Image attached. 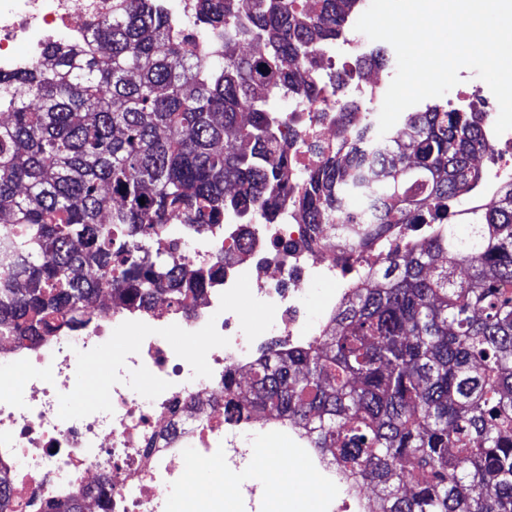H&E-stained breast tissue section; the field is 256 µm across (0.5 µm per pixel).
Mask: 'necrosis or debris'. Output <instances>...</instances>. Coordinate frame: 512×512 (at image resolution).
Returning <instances> with one entry per match:
<instances>
[{"label": "necrosis or debris", "instance_id": "obj_1", "mask_svg": "<svg viewBox=\"0 0 512 512\" xmlns=\"http://www.w3.org/2000/svg\"><path fill=\"white\" fill-rule=\"evenodd\" d=\"M113 0H0V74L28 70L53 41L78 42L84 26L112 13ZM295 133L289 173L300 177L345 139L330 96L290 105ZM299 214L283 222L229 221L217 235L190 238L182 257L207 265L224 255V278L184 305L158 302L151 312L108 302L78 331L61 330L36 346L0 341V471L11 482L6 512H47L52 501L79 500L88 512H170L171 498H203L200 473L208 456L224 457V499L256 507L292 496L258 474L266 441L287 443L290 462H303L307 492L322 512H377L371 494L336 462L332 448L314 447L306 430L283 419L224 417V375L246 383L268 337L302 346L324 335L331 317L378 259L307 243ZM323 289L310 311L311 288ZM264 315L247 326L244 307ZM195 336L196 346L179 344ZM130 337L121 356L104 360L112 340ZM106 370L107 401L88 407L75 378ZM19 386H10L14 374ZM152 386H142L143 375ZM250 480H240L241 471Z\"/></svg>", "mask_w": 512, "mask_h": 512}]
</instances>
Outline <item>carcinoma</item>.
<instances>
[{"label": "carcinoma", "mask_w": 512, "mask_h": 512, "mask_svg": "<svg viewBox=\"0 0 512 512\" xmlns=\"http://www.w3.org/2000/svg\"><path fill=\"white\" fill-rule=\"evenodd\" d=\"M195 2L182 36L157 0H117L81 43L0 76V238L16 260L0 339L85 327L101 288L151 311L223 278L222 255L192 268L179 242L156 248L173 220L274 224L292 192L310 241L341 224L353 253L437 224L386 254L319 341L268 346L250 393L224 376V416L306 429L382 512H512V179L474 200L483 113L428 104L381 137L343 104L345 148L295 193L291 131L268 106L321 94L311 70L357 0Z\"/></svg>", "instance_id": "carcinoma-1"}]
</instances>
